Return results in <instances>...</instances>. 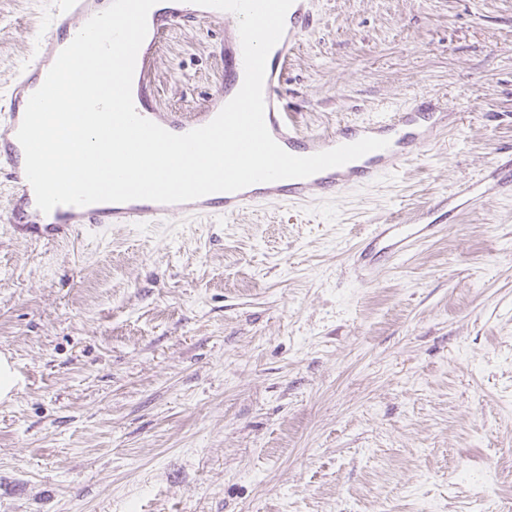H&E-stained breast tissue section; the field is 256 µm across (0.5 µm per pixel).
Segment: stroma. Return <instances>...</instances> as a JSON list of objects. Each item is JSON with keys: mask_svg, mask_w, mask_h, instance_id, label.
Returning a JSON list of instances; mask_svg holds the SVG:
<instances>
[{"mask_svg": "<svg viewBox=\"0 0 512 512\" xmlns=\"http://www.w3.org/2000/svg\"><path fill=\"white\" fill-rule=\"evenodd\" d=\"M54 7L0 0V107ZM233 30L160 35V107L207 103ZM283 93L314 131L416 95L461 120L340 200L56 245L0 224V512H512V200L349 265L512 155V0H321Z\"/></svg>", "mask_w": 512, "mask_h": 512, "instance_id": "stroma-1", "label": "stroma"}]
</instances>
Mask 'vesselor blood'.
I'll return each instance as SVG.
<instances>
[{"label": "vessel or blood", "mask_w": 512, "mask_h": 512, "mask_svg": "<svg viewBox=\"0 0 512 512\" xmlns=\"http://www.w3.org/2000/svg\"><path fill=\"white\" fill-rule=\"evenodd\" d=\"M102 0H59L50 19L48 39L39 48L12 91L13 106L0 112V171L7 173L13 199L6 213L11 232L47 244L69 239L76 227L103 224H161L170 216L238 214L267 205L319 198L341 199L359 187L377 183L384 175L399 170L420 155L443 134L458 125L459 113L447 112L439 100L415 97L386 118L347 122L327 134L305 131L299 113L290 111L281 92V82L292 47L308 35L318 21V0H294L285 18V31L270 51L263 85L265 123L274 140L288 153L309 156L365 137L387 139V148L372 151L357 164L330 168L303 179L258 183L236 192H217L199 199L173 204L148 200L125 203L99 202L86 206L59 205L47 214L28 210L30 184L21 166L17 131L21 125L18 105L28 95L33 81L64 38L75 37L82 26L100 13ZM231 12L192 4L191 0H161L159 9L148 20L147 36L138 52L132 83L136 112L167 131L184 134L212 121L236 95L244 80L242 47L239 36L224 42V81L207 110L185 114L164 112L153 103L151 66L159 35L189 21H227ZM512 198V158L488 167L478 177L458 185L439 201L448 213L462 208L479 209L488 197ZM429 208L414 224H376L368 242L353 258L356 270L369 272L377 257L396 261L419 241L435 236L441 221L437 209Z\"/></svg>", "instance_id": "b4317fda"}]
</instances>
